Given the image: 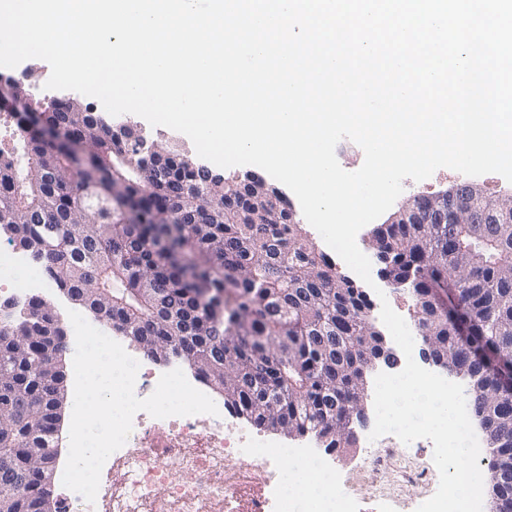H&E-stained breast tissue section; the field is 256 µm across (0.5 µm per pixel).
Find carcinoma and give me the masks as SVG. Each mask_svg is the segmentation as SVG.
Masks as SVG:
<instances>
[{"label":"carcinoma","instance_id":"carcinoma-1","mask_svg":"<svg viewBox=\"0 0 512 512\" xmlns=\"http://www.w3.org/2000/svg\"><path fill=\"white\" fill-rule=\"evenodd\" d=\"M35 121L14 112L13 157L0 166V230L41 264L64 295L106 307L112 330L130 329L159 359L174 320L192 327L184 349L196 373L224 386V408L256 427L311 435L326 448L355 440L346 409L381 350L371 302L271 200L275 188L245 174L204 183L196 159L160 145L155 175L140 173L134 142L91 105L54 100ZM65 131L78 159L50 136ZM123 154L134 166L112 168ZM496 224H403L376 230L373 255L388 282L411 295L434 350L468 380L507 430L491 459L512 464V200H476ZM462 282L459 314L442 315L430 290ZM43 300L30 298L12 334L0 333V436L10 462L56 450L63 370L45 371L47 337L63 336ZM34 478L12 487L0 512H40Z\"/></svg>","mask_w":512,"mask_h":512}]
</instances>
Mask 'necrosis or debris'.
I'll use <instances>...</instances> for the list:
<instances>
[{
    "mask_svg": "<svg viewBox=\"0 0 512 512\" xmlns=\"http://www.w3.org/2000/svg\"><path fill=\"white\" fill-rule=\"evenodd\" d=\"M0 277L9 281L14 294L41 287L46 270L35 268L14 249L0 248ZM166 431L160 445L143 447L153 428ZM305 475L336 481L335 470L315 451L274 448L265 437L245 431L225 415L172 416L164 419L138 412L126 443L106 460L94 502L66 491L68 512H204L205 504L239 503L238 512H265L260 499H244V487L252 469L264 472L265 486L277 490L285 466ZM164 489L165 508L155 506L156 489ZM279 512H290L287 498L276 497Z\"/></svg>",
    "mask_w": 512,
    "mask_h": 512,
    "instance_id": "obj_1",
    "label": "necrosis or debris"
}]
</instances>
